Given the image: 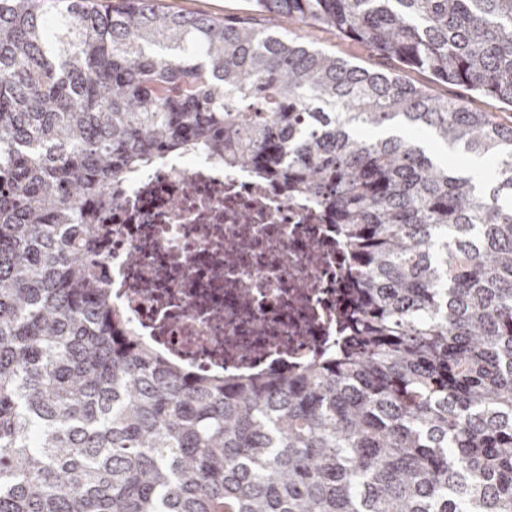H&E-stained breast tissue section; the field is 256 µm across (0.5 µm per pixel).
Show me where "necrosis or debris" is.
<instances>
[{"instance_id":"obj_1","label":"necrosis or debris","mask_w":512,"mask_h":512,"mask_svg":"<svg viewBox=\"0 0 512 512\" xmlns=\"http://www.w3.org/2000/svg\"><path fill=\"white\" fill-rule=\"evenodd\" d=\"M113 306L170 361L240 375L335 346L357 309L329 215L248 169L187 153L103 215Z\"/></svg>"}]
</instances>
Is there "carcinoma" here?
<instances>
[{
	"label": "carcinoma",
	"instance_id": "1",
	"mask_svg": "<svg viewBox=\"0 0 512 512\" xmlns=\"http://www.w3.org/2000/svg\"><path fill=\"white\" fill-rule=\"evenodd\" d=\"M257 4L286 26L0 0V512H512V126L292 30L512 106V0ZM198 150L332 215L361 305L335 350L226 379L112 308L95 214ZM297 27L298 36L310 47L334 53L367 70L398 75L406 81L426 87L436 96L463 99L473 110L489 112L502 125H512V106L490 97L471 93L463 86L440 82L428 72L407 68L396 60L376 54L362 44L341 38L330 28L315 25H298ZM422 146L428 147L433 153L437 154L443 159L448 160V156L453 158V163L466 168L468 161L472 158L471 154L465 152L461 148H457L454 150L441 148L435 146L430 138L427 137L426 134H420L415 136Z\"/></svg>",
	"mask_w": 512,
	"mask_h": 512
}]
</instances>
